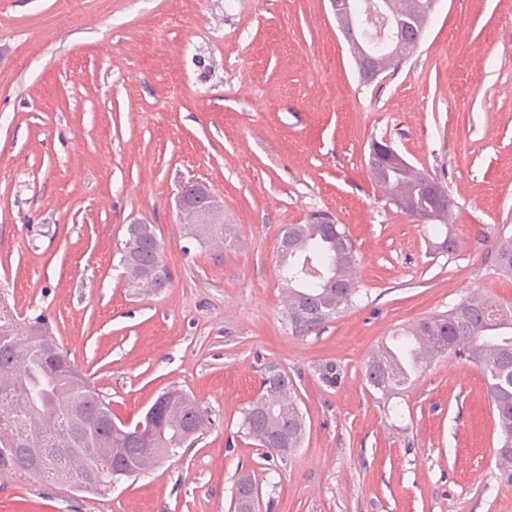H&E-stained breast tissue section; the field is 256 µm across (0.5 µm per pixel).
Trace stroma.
I'll return each mask as SVG.
<instances>
[{"instance_id": "obj_1", "label": "stroma", "mask_w": 512, "mask_h": 512, "mask_svg": "<svg viewBox=\"0 0 512 512\" xmlns=\"http://www.w3.org/2000/svg\"><path fill=\"white\" fill-rule=\"evenodd\" d=\"M386 139L447 193L426 224L374 184ZM205 182L231 246L187 238ZM323 211L358 291L306 332L288 319L283 226ZM155 225L171 281L127 288L125 227ZM512 233V0H439L415 54L362 82L329 0H0V304L43 316L137 422L170 387L211 411L198 441L111 491L0 472V512H512L483 374L447 357L382 403L364 376L392 332L472 292L512 304L492 251ZM306 420L285 459L240 430L269 364Z\"/></svg>"}]
</instances>
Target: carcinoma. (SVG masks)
Here are the masks:
<instances>
[{
  "label": "carcinoma",
  "instance_id": "1",
  "mask_svg": "<svg viewBox=\"0 0 512 512\" xmlns=\"http://www.w3.org/2000/svg\"><path fill=\"white\" fill-rule=\"evenodd\" d=\"M387 11L422 34L431 14V0H385ZM412 39H392L390 50L375 68L399 67L417 49ZM373 179L382 193L404 212L426 217L435 211L438 186L427 172L410 163L400 167L369 160ZM332 216L318 212L305 224H289L288 253L279 255V276L288 288V316L303 331L338 314L357 292L356 248L343 225L340 245L328 234ZM202 244L227 240L222 224L188 228ZM123 249L135 271L130 287L157 291L170 281L160 240L152 224H129ZM495 267L512 276V235L495 241ZM413 339L414 360L406 365L393 354L392 344L373 348L365 363L369 386L388 399L411 386L433 360L454 356L480 367L497 417L496 466L500 480L512 484V306L480 292L463 298L446 313L420 318L394 332ZM154 414L151 427L117 428L107 413L110 403L52 336L45 319L20 325L18 317L0 310V470H18L38 478L64 479L80 490L112 487L116 460L112 449H125L120 461L139 466L141 448H184L194 443L210 423L207 409L181 389ZM241 428L271 455L288 457L285 449L301 446L306 423L288 374L277 365L261 377L259 391L242 409Z\"/></svg>",
  "mask_w": 512,
  "mask_h": 512
}]
</instances>
